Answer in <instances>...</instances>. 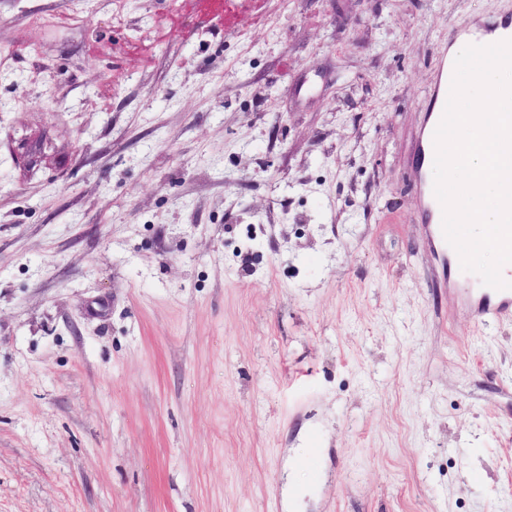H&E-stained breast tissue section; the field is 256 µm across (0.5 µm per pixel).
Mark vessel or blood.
I'll list each match as a JSON object with an SVG mask.
<instances>
[{
    "label": "vessel or blood",
    "instance_id": "vessel-or-blood-1",
    "mask_svg": "<svg viewBox=\"0 0 512 512\" xmlns=\"http://www.w3.org/2000/svg\"><path fill=\"white\" fill-rule=\"evenodd\" d=\"M459 41L488 45L512 39V12H502L490 18L463 23L456 31ZM455 56L440 54L435 68L432 93L416 141L413 169L416 179L418 210L416 220L427 225L425 250L440 258L449 285L457 287L471 305L474 322L482 327L512 317V264L502 269L510 288L495 290L483 286L479 277L463 272L457 252L446 242L442 232V208L433 192L434 131L439 124L449 96Z\"/></svg>",
    "mask_w": 512,
    "mask_h": 512
}]
</instances>
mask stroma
Returning <instances> with one entry per match:
<instances>
[{
  "label": "stroma",
  "instance_id": "stroma-1",
  "mask_svg": "<svg viewBox=\"0 0 512 512\" xmlns=\"http://www.w3.org/2000/svg\"><path fill=\"white\" fill-rule=\"evenodd\" d=\"M111 8L0 0V512H512V318L411 176L437 48L512 0ZM456 55L448 48L439 55L435 68L432 94L429 97L423 124L416 141L413 169L416 179L418 210L416 220L427 224L425 250L440 258L448 285L458 287L471 305V316L478 326L512 316V289L495 290L483 286L479 277L461 270L457 252L446 242L442 232V208L433 192L434 131L439 124L449 96Z\"/></svg>",
  "mask_w": 512,
  "mask_h": 512
}]
</instances>
